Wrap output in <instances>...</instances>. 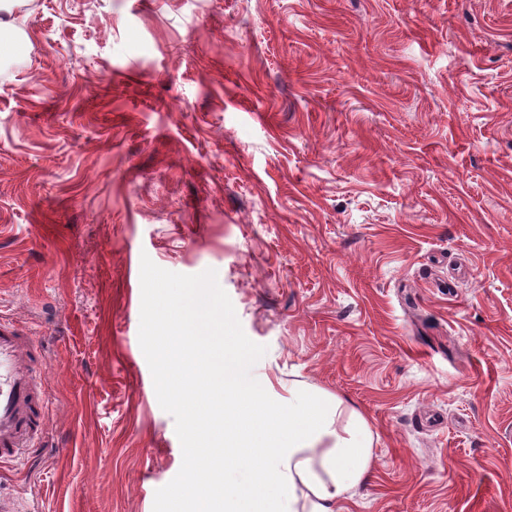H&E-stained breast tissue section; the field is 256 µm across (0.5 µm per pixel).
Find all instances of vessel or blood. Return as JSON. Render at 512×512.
I'll return each mask as SVG.
<instances>
[{
    "instance_id": "b4317fda",
    "label": "vessel or blood",
    "mask_w": 512,
    "mask_h": 512,
    "mask_svg": "<svg viewBox=\"0 0 512 512\" xmlns=\"http://www.w3.org/2000/svg\"><path fill=\"white\" fill-rule=\"evenodd\" d=\"M37 351L32 336L0 321V464L20 460L33 447L46 415Z\"/></svg>"
}]
</instances>
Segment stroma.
<instances>
[{"label": "stroma", "instance_id": "stroma-1", "mask_svg": "<svg viewBox=\"0 0 512 512\" xmlns=\"http://www.w3.org/2000/svg\"><path fill=\"white\" fill-rule=\"evenodd\" d=\"M0 319L48 412L35 512H153L182 464L142 256L214 269L255 378L373 434L347 512H512V0H20Z\"/></svg>", "mask_w": 512, "mask_h": 512}]
</instances>
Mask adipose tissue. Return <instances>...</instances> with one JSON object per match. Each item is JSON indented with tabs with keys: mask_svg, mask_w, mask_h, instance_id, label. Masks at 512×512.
Instances as JSON below:
<instances>
[{
	"mask_svg": "<svg viewBox=\"0 0 512 512\" xmlns=\"http://www.w3.org/2000/svg\"><path fill=\"white\" fill-rule=\"evenodd\" d=\"M171 335L192 338L190 350L171 346L182 363L200 362V389L222 398L223 427L213 420L196 421L204 470L188 477L190 512H342L348 493L370 475L373 438L364 417L323 390L287 388L288 401L261 398L265 385L247 383L234 359L214 353L205 326L190 309H183ZM252 460L254 481L246 490L207 495L209 486L223 482V467Z\"/></svg>",
	"mask_w": 512,
	"mask_h": 512,
	"instance_id": "ef3b65f1",
	"label": "adipose tissue"
}]
</instances>
